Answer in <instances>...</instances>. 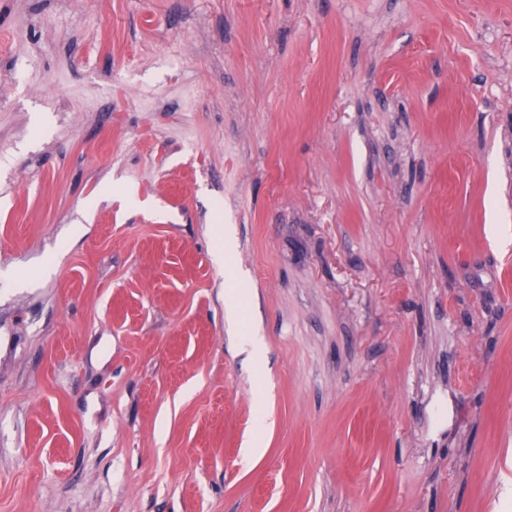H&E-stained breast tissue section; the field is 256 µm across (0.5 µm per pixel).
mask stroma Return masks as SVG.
<instances>
[{"mask_svg": "<svg viewBox=\"0 0 512 512\" xmlns=\"http://www.w3.org/2000/svg\"><path fill=\"white\" fill-rule=\"evenodd\" d=\"M508 485L512 0H0V512Z\"/></svg>", "mask_w": 512, "mask_h": 512, "instance_id": "1", "label": "stroma"}]
</instances>
